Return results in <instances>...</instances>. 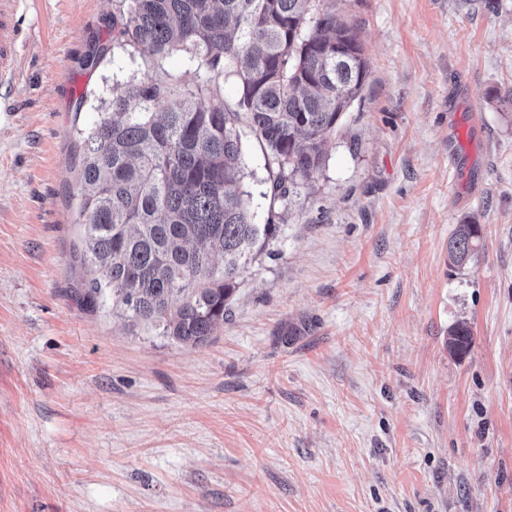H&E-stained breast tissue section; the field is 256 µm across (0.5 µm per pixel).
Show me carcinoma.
<instances>
[{"label":"carcinoma","mask_w":512,"mask_h":512,"mask_svg":"<svg viewBox=\"0 0 512 512\" xmlns=\"http://www.w3.org/2000/svg\"><path fill=\"white\" fill-rule=\"evenodd\" d=\"M121 2L112 46L156 61L184 50L203 78L193 89L152 75L114 86L98 120L76 130L79 297L89 311L110 301L112 312L196 347L224 323L252 246L276 231L252 222L241 190V128L263 152L269 209L287 205L323 168L368 61L326 0ZM226 74L234 102H200ZM480 236L478 224L457 225L451 266L475 255ZM471 343L468 322L455 323L448 348Z\"/></svg>","instance_id":"1"}]
</instances>
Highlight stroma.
<instances>
[{"mask_svg":"<svg viewBox=\"0 0 512 512\" xmlns=\"http://www.w3.org/2000/svg\"><path fill=\"white\" fill-rule=\"evenodd\" d=\"M120 7L24 0L0 90V512H512V0H336L368 80L196 348L78 304L74 128L113 85L198 80L113 46ZM481 236L479 224L463 222L458 224L448 241V258L451 266L460 267L475 255ZM448 348L456 353L467 351L472 343V332L467 321L459 320L448 332Z\"/></svg>","mask_w":512,"mask_h":512,"instance_id":"35a3bbf8","label":"stroma"}]
</instances>
